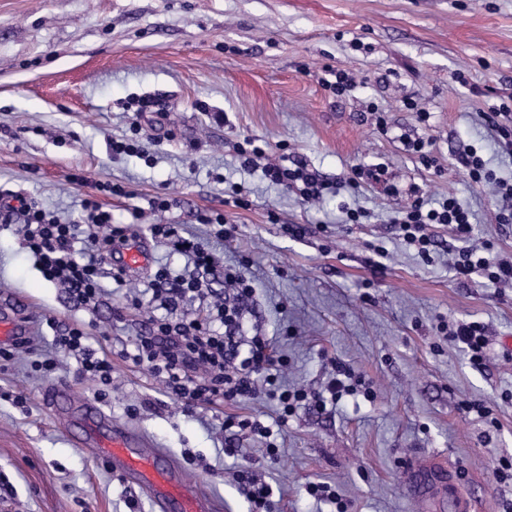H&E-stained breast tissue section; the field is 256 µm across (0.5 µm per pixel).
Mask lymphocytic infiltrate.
I'll use <instances>...</instances> for the list:
<instances>
[{"label": "lymphocytic infiltrate", "instance_id": "lymphocytic-infiltrate-1", "mask_svg": "<svg viewBox=\"0 0 512 512\" xmlns=\"http://www.w3.org/2000/svg\"><path fill=\"white\" fill-rule=\"evenodd\" d=\"M261 148H253L244 160L245 166H261L266 179L310 202L321 198L327 185L316 173L310 172L301 160L291 165L262 163ZM468 175L476 186L491 187L498 203V223L512 222V179L495 176L488 171L476 151H468L462 159ZM84 217L79 221L63 222L34 202L20 200L11 204L0 197V218L10 219L15 212L25 218L26 239L43 276L51 282L63 284L81 303H98L104 293L103 278L124 285L128 273L124 266L112 263L113 255L120 253L129 239L128 228L112 222L109 211L103 210L96 195L88 194L81 201ZM472 214L455 196H448L437 207H425L414 200L398 214L396 222L403 239L415 246L418 253L428 254L436 242L428 228L434 224L448 225L452 233L466 246L458 251L452 264L457 277L474 273L485 274L497 285L512 286V259H496L484 250L468 245ZM154 238L163 240L171 254L187 257L195 269L204 274L213 273L217 260L210 248L197 238L183 235L178 225L155 224L151 227ZM224 279L237 289V305L219 303L206 308L195 317L179 315L184 299L200 294L202 278H187L175 273L170 266H157L148 283L153 298L159 299L161 315H150L144 330L120 351L126 360L147 368L158 378L167 393L177 396L186 407L198 403L241 401L253 398L260 384H272L274 372L282 364L274 345L268 338L256 336L243 341L240 308L252 296V288L245 277L235 269L224 271ZM89 336L83 326L66 328L55 342L64 352L74 356L78 374L108 387L112 384V360L109 355L98 354L88 343ZM336 378L326 394H307L303 391L281 392L280 422H287L298 405L313 401L323 405L326 401H339L343 395L353 393L348 384L350 368L337 365Z\"/></svg>", "mask_w": 512, "mask_h": 512}]
</instances>
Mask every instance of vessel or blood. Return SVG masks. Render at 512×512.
Segmentation results:
<instances>
[{
  "label": "vessel or blood",
  "instance_id": "vessel-or-blood-1",
  "mask_svg": "<svg viewBox=\"0 0 512 512\" xmlns=\"http://www.w3.org/2000/svg\"><path fill=\"white\" fill-rule=\"evenodd\" d=\"M150 248L138 241L122 251L125 265L133 271L145 268ZM28 332L9 310L0 311V343L14 344ZM77 424L97 460L123 475L138 487L148 490L157 512H214L215 500L190 481L161 449L148 448L145 434L134 426H117L93 402H84L77 411ZM435 470L412 466L405 477L415 493L442 481Z\"/></svg>",
  "mask_w": 512,
  "mask_h": 512
}]
</instances>
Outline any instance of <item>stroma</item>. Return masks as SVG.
Masks as SVG:
<instances>
[{"label": "stroma", "mask_w": 512, "mask_h": 512, "mask_svg": "<svg viewBox=\"0 0 512 512\" xmlns=\"http://www.w3.org/2000/svg\"><path fill=\"white\" fill-rule=\"evenodd\" d=\"M327 65L355 76L352 95L321 86ZM511 94L512 0H0V193L75 219L85 193L121 185L98 200L148 240L153 262L192 271L151 236L152 225L177 224L245 273L255 294L243 334L275 341L284 360L275 390L324 391L340 363L358 382L324 408L298 406L270 437L230 439L225 416L270 426L278 400L185 412L119 355L152 310L126 300L145 272L121 290L105 280L96 309L86 308L43 277L14 216L0 225V301L24 302L31 334L28 350L0 367V512H154L50 414L45 391L61 380L113 422L141 428L221 512H250L233 477L244 461L271 486V512H334L309 495L316 483L335 487L346 512H512V478L495 474L512 461V288L481 274L457 279L449 263L459 243L446 225L431 226L436 245L418 255L392 222L406 198L343 184L353 166L385 163L425 201L456 196L473 213L471 243L512 258V224L496 223L495 200L460 160L472 148L512 177V157L481 117ZM411 99L430 112L428 125ZM374 104L388 134L372 122ZM135 131L149 156L111 152ZM418 137L432 140L438 167L406 152L404 139ZM247 139L272 161H303L330 191L307 204L244 167L233 146ZM158 198L168 209L153 210ZM357 207L369 219L345 223ZM219 214L231 238L216 237L209 219ZM50 318L85 325L91 347L111 356L106 397L76 376L74 358L51 374L33 370L54 349ZM473 321L489 340L479 367L447 333ZM474 401L489 417L466 411ZM420 462L448 474L425 497L403 480Z\"/></svg>", "instance_id": "1"}]
</instances>
